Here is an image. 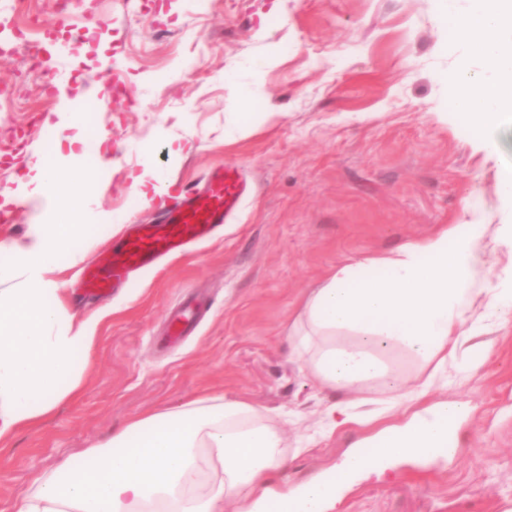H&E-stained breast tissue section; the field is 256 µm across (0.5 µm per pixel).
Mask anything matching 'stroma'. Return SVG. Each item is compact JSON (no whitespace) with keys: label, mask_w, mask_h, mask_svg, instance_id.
Returning <instances> with one entry per match:
<instances>
[{"label":"stroma","mask_w":512,"mask_h":512,"mask_svg":"<svg viewBox=\"0 0 512 512\" xmlns=\"http://www.w3.org/2000/svg\"><path fill=\"white\" fill-rule=\"evenodd\" d=\"M467 0H0V189L17 192L37 159L54 161L82 207L74 224L111 215L128 225L152 218L128 174L143 160L164 174L163 194L201 185L213 167L238 164L250 185L237 216L184 255L130 274L109 298L80 293L85 266L102 262L114 234L82 242V264L60 273L68 311L101 310L98 340L80 396L0 451V512H10L33 471L107 438L138 417L205 396L243 401L272 418L292 457L270 478L281 491L331 472L369 429H330L327 408L375 397L321 384L292 354L288 327L307 292L349 260L392 256L406 242L472 215L512 224L498 182L512 174V124L482 149L454 109L448 72L480 63L455 39ZM96 78L104 86L87 120L111 166L89 181L72 173L92 155L46 93ZM242 125L230 139L227 128ZM188 144L172 159L171 140ZM477 287L512 289V254L477 257ZM208 297L183 342L163 346L168 310L187 294ZM489 357L467 371L474 344ZM380 357L410 390L429 366L390 347ZM460 373L436 382L425 402L470 409L457 455L432 466L405 463L362 476L341 512H512V324L494 325L458 349Z\"/></svg>","instance_id":"1"}]
</instances>
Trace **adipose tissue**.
Wrapping results in <instances>:
<instances>
[{"mask_svg":"<svg viewBox=\"0 0 512 512\" xmlns=\"http://www.w3.org/2000/svg\"><path fill=\"white\" fill-rule=\"evenodd\" d=\"M455 33L482 67L449 74L456 108L496 151L494 133L512 118V0H469ZM22 196L52 211V221L0 242V444L76 398L97 340L98 317L70 315L61 258L82 261L77 242L93 228L66 216L81 205L61 191L56 168L38 161L21 178ZM512 253V224L474 219L403 245L392 257L365 256L344 265L306 295L289 329L294 353L310 361L327 387L351 391L385 374L382 349L416 353L434 373L453 367L461 343L483 331L481 306L502 325L512 322V294L474 289L477 254L486 247ZM439 405L401 426L377 433L381 468L408 460L427 464L456 423ZM215 470L204 476L203 466ZM288 464L278 428L251 405L221 396L188 401L175 410L137 418L50 470L35 472L12 512H334L335 487L314 478L280 493L270 476Z\"/></svg>","mask_w":512,"mask_h":512,"instance_id":"1","label":"adipose tissue"}]
</instances>
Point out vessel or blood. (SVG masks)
Wrapping results in <instances>:
<instances>
[{
  "label": "vessel or blood",
  "mask_w": 512,
  "mask_h": 512,
  "mask_svg": "<svg viewBox=\"0 0 512 512\" xmlns=\"http://www.w3.org/2000/svg\"><path fill=\"white\" fill-rule=\"evenodd\" d=\"M246 191L247 183L235 164L211 169L202 191H183L160 222L137 225L113 248L103 265L86 269L87 295H108L124 282L130 269L149 266L181 254L188 245L211 239L239 210ZM201 306L198 298H185L171 317L176 330L181 332L190 327Z\"/></svg>",
  "instance_id": "1"
}]
</instances>
